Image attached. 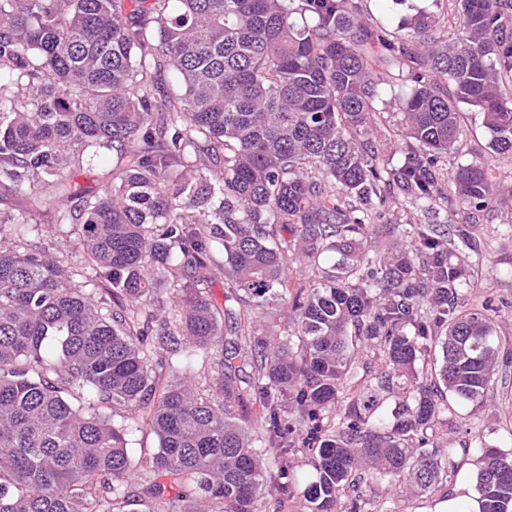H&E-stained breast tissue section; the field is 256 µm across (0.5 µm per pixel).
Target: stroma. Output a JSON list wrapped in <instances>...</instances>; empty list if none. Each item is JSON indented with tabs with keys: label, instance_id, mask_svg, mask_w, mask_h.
I'll list each match as a JSON object with an SVG mask.
<instances>
[{
	"label": "stroma",
	"instance_id": "obj_1",
	"mask_svg": "<svg viewBox=\"0 0 512 512\" xmlns=\"http://www.w3.org/2000/svg\"><path fill=\"white\" fill-rule=\"evenodd\" d=\"M362 8L369 13L385 12L388 26L396 36H403L402 21L417 11L426 10L436 15L440 30H447L454 16L453 0H387L378 5L376 0H362ZM463 137L458 153L442 162L451 170L461 164L491 162L498 184L512 186V159L491 157L488 149L490 135L479 112L464 113ZM481 248L472 258L475 270L464 300L467 305L492 302L496 309L495 330L502 341L499 373L484 394L485 412H472L464 406L449 430L448 436L461 448L454 458L455 468L446 483L437 492L419 495H396L384 490L372 480L361 481L358 493L368 512H443L448 499H456L457 512H469L468 492L475 487V473L479 454L472 446L477 442L495 446L502 452H512V226L505 224L500 211H491L472 228Z\"/></svg>",
	"mask_w": 512,
	"mask_h": 512
}]
</instances>
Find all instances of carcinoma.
I'll use <instances>...</instances> for the list:
<instances>
[{
	"label": "carcinoma",
	"mask_w": 512,
	"mask_h": 512,
	"mask_svg": "<svg viewBox=\"0 0 512 512\" xmlns=\"http://www.w3.org/2000/svg\"><path fill=\"white\" fill-rule=\"evenodd\" d=\"M511 15L458 0L443 44L426 12L392 39L355 0H0V512H125L134 480L149 512H258L273 492L335 512L366 471L434 490L454 453L436 438L483 406L500 352L493 305L459 304L469 225L512 215L489 164L445 177L440 160L466 107L512 158ZM394 68L390 168L368 138ZM392 203L425 221L387 225L384 249ZM40 224L79 225L112 302L29 248ZM271 301L288 311L275 335ZM143 428L159 446L136 460ZM478 451L479 512H512V453ZM128 448L135 457L149 456L158 448V438L149 429H143L128 436Z\"/></svg>",
	"instance_id": "obj_1"
}]
</instances>
